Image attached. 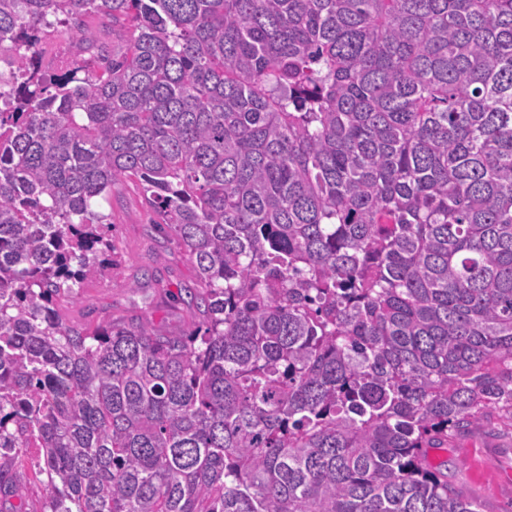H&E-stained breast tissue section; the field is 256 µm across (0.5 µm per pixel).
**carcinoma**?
<instances>
[{"mask_svg": "<svg viewBox=\"0 0 512 512\" xmlns=\"http://www.w3.org/2000/svg\"><path fill=\"white\" fill-rule=\"evenodd\" d=\"M0 48L1 502L33 445L42 512H481L428 453L512 427V0H0ZM124 180L188 333L56 313ZM42 53L48 62L62 61L65 64L82 63L87 56H80L71 34L65 32L42 45Z\"/></svg>", "mask_w": 512, "mask_h": 512, "instance_id": "obj_1", "label": "carcinoma"}]
</instances>
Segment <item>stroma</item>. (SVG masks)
Segmentation results:
<instances>
[{"label": "stroma", "mask_w": 512, "mask_h": 512, "mask_svg": "<svg viewBox=\"0 0 512 512\" xmlns=\"http://www.w3.org/2000/svg\"><path fill=\"white\" fill-rule=\"evenodd\" d=\"M99 209L111 216L113 262L61 301L63 320L91 330L141 318L164 334L193 329L198 319L182 299L195 284V269L175 237L154 224L136 184L116 185ZM147 269L156 282L131 290ZM437 459L447 462L449 481L462 486L482 512H512V427L493 420L465 431L438 450Z\"/></svg>", "instance_id": "1"}]
</instances>
